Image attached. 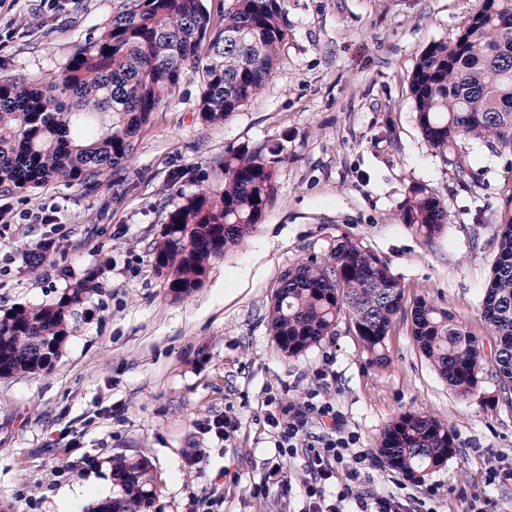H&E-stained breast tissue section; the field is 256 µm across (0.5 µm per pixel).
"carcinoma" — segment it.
<instances>
[{
  "instance_id": "obj_1",
  "label": "carcinoma",
  "mask_w": 512,
  "mask_h": 512,
  "mask_svg": "<svg viewBox=\"0 0 512 512\" xmlns=\"http://www.w3.org/2000/svg\"><path fill=\"white\" fill-rule=\"evenodd\" d=\"M288 37L283 0H232L214 17L205 0H133L105 30L79 45L50 77L0 78V188L25 192L48 183L92 186L131 157L137 137L171 101L188 69L201 71L198 112L215 124L250 102L273 74ZM424 140L442 153L475 140L512 144V0H481L454 41L432 42L409 79ZM276 151L246 146L224 153V183L204 187L169 214L152 249L167 295L197 289L231 246L253 232L276 196ZM498 250L482 298L495 350L490 373L512 391V188L498 209ZM403 221L428 246L448 209L413 185ZM96 291L76 283L56 302L0 314V375L37 374L58 358L77 308ZM410 315L417 347L459 395L479 390L483 342L448 309L424 299L406 311L404 287L388 260L362 242L339 240L329 256L286 271L269 309L282 354L294 357L355 328L369 364L385 366L387 338ZM381 462L403 474L437 469L456 452L448 424L422 412L400 414L377 437ZM157 476L145 458L112 457V497L101 512H151Z\"/></svg>"
}]
</instances>
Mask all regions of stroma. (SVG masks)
I'll list each match as a JSON object with an SVG mask.
<instances>
[{"label": "stroma", "mask_w": 512, "mask_h": 512, "mask_svg": "<svg viewBox=\"0 0 512 512\" xmlns=\"http://www.w3.org/2000/svg\"><path fill=\"white\" fill-rule=\"evenodd\" d=\"M130 0H0V77L40 79L99 35ZM479 0H285L288 39L265 89L223 122L202 121L198 73L141 133L124 168L91 187L50 183L0 192V308L55 302L98 272L52 367L0 377V512H89L111 492L113 456H143L157 475L155 512H302L303 454L280 452L268 399L308 395L334 407L354 451L371 455L370 487L409 498L414 512H512V408L485 376L461 397L414 347L406 323L387 340L389 364H369L354 327L284 357L268 327L281 274L323 260L348 236L385 256L406 305L423 297L485 338L483 287L497 254V208L512 187V145L476 141L457 154L427 145L408 77L432 42L454 40ZM276 148L278 195L244 242L172 301L151 259L169 213L224 180L217 159L241 146ZM447 206L425 245L402 221L412 185ZM58 211L51 228L25 221ZM55 251L26 255L44 231ZM407 411L454 429L456 455L423 482L385 467L375 440ZM229 415L217 441L198 421ZM80 447H72V440ZM281 462L292 490L268 479Z\"/></svg>", "instance_id": "stroma-1"}]
</instances>
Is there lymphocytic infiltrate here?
I'll return each instance as SVG.
<instances>
[{
	"label": "lymphocytic infiltrate",
	"instance_id": "obj_1",
	"mask_svg": "<svg viewBox=\"0 0 512 512\" xmlns=\"http://www.w3.org/2000/svg\"><path fill=\"white\" fill-rule=\"evenodd\" d=\"M330 420L331 425L319 436L317 445L303 446L302 436L310 419ZM266 421L277 431L281 445L291 449L305 448L310 479L305 490L306 512H345V504H353L355 512H410L408 500L392 493L368 488L365 470L369 456L350 452L349 439L343 435L341 419L332 406L306 400L302 407L274 406ZM343 472L346 484L337 499H329L326 485L336 472Z\"/></svg>",
	"mask_w": 512,
	"mask_h": 512
}]
</instances>
